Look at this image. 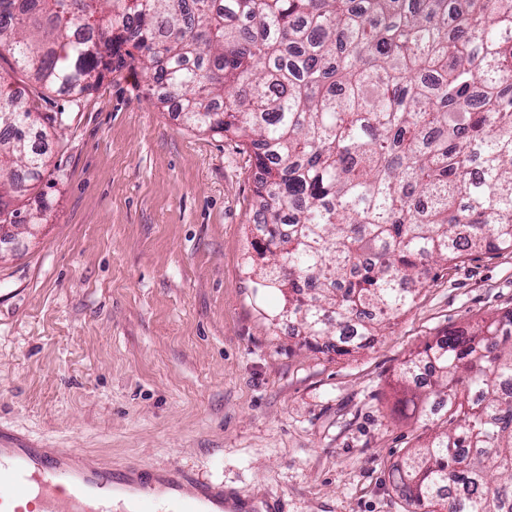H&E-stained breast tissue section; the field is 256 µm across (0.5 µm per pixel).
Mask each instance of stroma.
I'll return each mask as SVG.
<instances>
[{"label": "stroma", "mask_w": 512, "mask_h": 512, "mask_svg": "<svg viewBox=\"0 0 512 512\" xmlns=\"http://www.w3.org/2000/svg\"><path fill=\"white\" fill-rule=\"evenodd\" d=\"M136 65L37 98V237L0 253V431L113 467L182 465L280 512H406L389 473L423 421L405 360L512 309V251L436 266L374 347L322 354L276 320L255 253L257 168L187 127Z\"/></svg>", "instance_id": "1"}]
</instances>
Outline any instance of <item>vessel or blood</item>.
Returning <instances> with one entry per match:
<instances>
[{"label":"vessel or blood","instance_id":"1","mask_svg":"<svg viewBox=\"0 0 512 512\" xmlns=\"http://www.w3.org/2000/svg\"><path fill=\"white\" fill-rule=\"evenodd\" d=\"M223 488L181 467L113 469L71 448L0 433V512H239Z\"/></svg>","mask_w":512,"mask_h":512}]
</instances>
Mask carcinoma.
I'll list each match as a JSON object with an SVG mask.
<instances>
[{"instance_id":"1","label":"carcinoma","mask_w":512,"mask_h":512,"mask_svg":"<svg viewBox=\"0 0 512 512\" xmlns=\"http://www.w3.org/2000/svg\"><path fill=\"white\" fill-rule=\"evenodd\" d=\"M34 89L81 96L135 61L192 128L254 154L255 244L301 344L344 356L434 266L512 250V0H0ZM0 74V224L45 152ZM431 368V383L417 373ZM512 310L426 344L395 389L424 417L392 474L416 512H512Z\"/></svg>"}]
</instances>
